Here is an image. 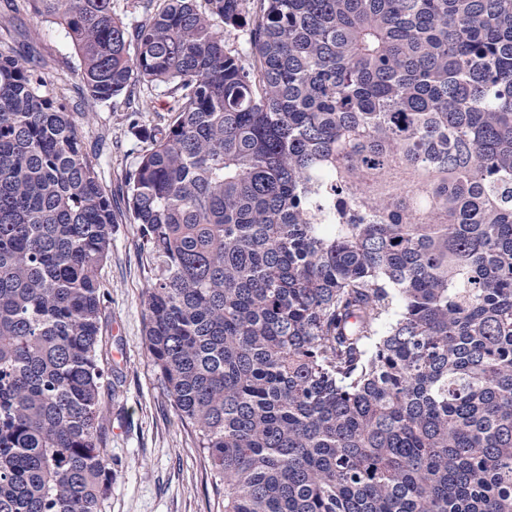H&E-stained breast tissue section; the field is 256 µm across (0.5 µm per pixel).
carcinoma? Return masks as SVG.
Instances as JSON below:
<instances>
[{
    "mask_svg": "<svg viewBox=\"0 0 512 512\" xmlns=\"http://www.w3.org/2000/svg\"><path fill=\"white\" fill-rule=\"evenodd\" d=\"M32 0L95 102L171 85L125 180L151 359L224 512H512V0ZM135 52H130V45ZM0 52V512H104L116 215ZM218 29H224V24L219 20L216 21ZM248 26L242 25L236 28L227 27L224 29V40L225 44L232 49L238 50L241 53H247L249 49L248 42Z\"/></svg>",
    "mask_w": 512,
    "mask_h": 512,
    "instance_id": "cac0c4a2",
    "label": "carcinoma"
}]
</instances>
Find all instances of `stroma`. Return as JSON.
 <instances>
[{
  "mask_svg": "<svg viewBox=\"0 0 512 512\" xmlns=\"http://www.w3.org/2000/svg\"><path fill=\"white\" fill-rule=\"evenodd\" d=\"M0 47L40 64L43 94L66 100L74 112L92 110L91 119L78 120V136L118 218L99 271L105 300L98 355L114 385L102 396L103 448L112 459L105 512H224V483L173 408L147 349L154 264L141 225L126 212L125 178L150 136L167 130L177 97L171 87L140 84L92 104L79 57L58 26L34 17L27 0H0Z\"/></svg>",
  "mask_w": 512,
  "mask_h": 512,
  "instance_id": "1",
  "label": "stroma"
}]
</instances>
